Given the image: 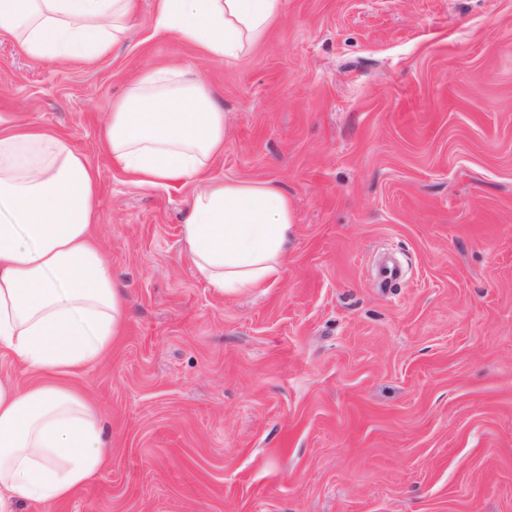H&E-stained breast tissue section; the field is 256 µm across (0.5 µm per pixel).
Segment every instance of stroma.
<instances>
[{"label": "stroma", "instance_id": "35a3bbf8", "mask_svg": "<svg viewBox=\"0 0 512 512\" xmlns=\"http://www.w3.org/2000/svg\"><path fill=\"white\" fill-rule=\"evenodd\" d=\"M154 6L80 63L0 35V119L86 156L129 299L110 354L70 380L107 418L104 466L15 512H512V0H286L229 62L156 33ZM172 63L224 107L209 177L292 203L270 287L199 278L192 185L135 183L103 147L112 99Z\"/></svg>", "mask_w": 512, "mask_h": 512}]
</instances>
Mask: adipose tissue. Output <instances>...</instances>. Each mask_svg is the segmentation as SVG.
<instances>
[{
	"instance_id": "1",
	"label": "adipose tissue",
	"mask_w": 512,
	"mask_h": 512,
	"mask_svg": "<svg viewBox=\"0 0 512 512\" xmlns=\"http://www.w3.org/2000/svg\"><path fill=\"white\" fill-rule=\"evenodd\" d=\"M285 0H156L154 26L201 54L240 59L265 41ZM137 0H0V34L36 61L79 62L132 33ZM224 110L199 74L143 67L108 111L112 162L138 182L198 181L182 226L198 275L235 295L288 267L294 218L286 192L264 179L207 177L224 153ZM99 193L66 135L17 119L0 126V350L38 380H0V512L67 500L105 462V428L69 378L112 349L127 299L94 240Z\"/></svg>"
}]
</instances>
